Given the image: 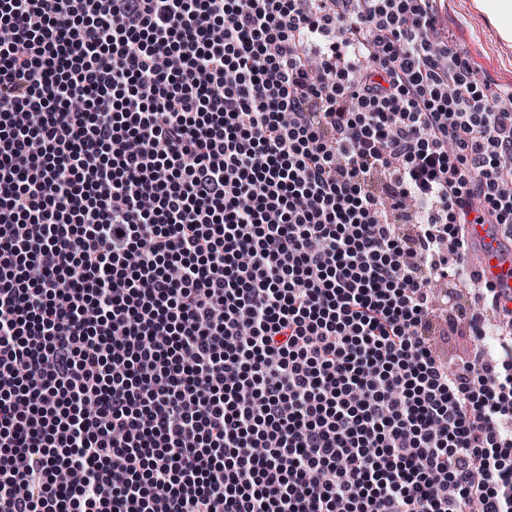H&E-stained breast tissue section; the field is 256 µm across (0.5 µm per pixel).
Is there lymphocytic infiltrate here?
Returning a JSON list of instances; mask_svg holds the SVG:
<instances>
[{
	"mask_svg": "<svg viewBox=\"0 0 512 512\" xmlns=\"http://www.w3.org/2000/svg\"><path fill=\"white\" fill-rule=\"evenodd\" d=\"M436 2L0 0V512H512V310L431 336L512 106Z\"/></svg>",
	"mask_w": 512,
	"mask_h": 512,
	"instance_id": "1",
	"label": "lymphocytic infiltrate"
}]
</instances>
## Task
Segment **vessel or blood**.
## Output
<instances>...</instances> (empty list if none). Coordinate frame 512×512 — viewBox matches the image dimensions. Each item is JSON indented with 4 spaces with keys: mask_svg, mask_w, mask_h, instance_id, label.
I'll use <instances>...</instances> for the list:
<instances>
[{
    "mask_svg": "<svg viewBox=\"0 0 512 512\" xmlns=\"http://www.w3.org/2000/svg\"><path fill=\"white\" fill-rule=\"evenodd\" d=\"M467 232L481 257L484 278L500 291L502 300L512 299V243L495 224H471Z\"/></svg>",
    "mask_w": 512,
    "mask_h": 512,
    "instance_id": "obj_1",
    "label": "vessel or blood"
}]
</instances>
